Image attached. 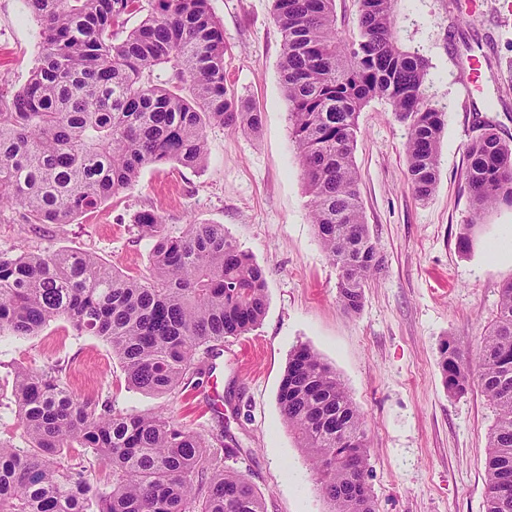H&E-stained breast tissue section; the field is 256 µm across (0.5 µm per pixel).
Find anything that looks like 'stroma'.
Here are the masks:
<instances>
[{
    "instance_id": "1",
    "label": "stroma",
    "mask_w": 512,
    "mask_h": 512,
    "mask_svg": "<svg viewBox=\"0 0 512 512\" xmlns=\"http://www.w3.org/2000/svg\"><path fill=\"white\" fill-rule=\"evenodd\" d=\"M473 19L456 0H398L403 47L429 63L428 93L445 111L439 176L419 199L407 180L408 129L386 102L359 114L355 150L364 221L384 260L360 311L337 299L339 270L311 222L302 167L280 84L283 41L271 0H209L224 27L229 84L262 116L258 133L207 131L205 165L149 167L135 185L70 224L32 230L18 211L0 214V251L69 249L94 253L124 273L142 275L152 243L135 224L152 209L168 230L220 224L266 273L265 315L247 334L224 341V365L186 392L157 396L131 388L110 347L64 318L36 336H0V441L23 445L12 393L14 371L58 366L82 400L114 411L167 412L209 436L224 425L238 447L225 468L246 475L266 512H328L312 465L283 422L278 403L291 352L310 346L340 378L362 412L369 441L375 512H485L488 438L496 410L480 389L449 394L439 367L442 341L477 361L512 260L493 242L512 232V207L474 216L465 190L466 149L493 120L512 142V0H478ZM479 44L478 71L461 59ZM39 57L38 28L23 0H0V93L22 87ZM471 233L470 250L459 238Z\"/></svg>"
}]
</instances>
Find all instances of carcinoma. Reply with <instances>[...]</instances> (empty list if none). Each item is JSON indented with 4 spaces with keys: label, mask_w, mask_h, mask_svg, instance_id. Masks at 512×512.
Masks as SVG:
<instances>
[{
    "label": "carcinoma",
    "mask_w": 512,
    "mask_h": 512,
    "mask_svg": "<svg viewBox=\"0 0 512 512\" xmlns=\"http://www.w3.org/2000/svg\"><path fill=\"white\" fill-rule=\"evenodd\" d=\"M282 35V91L311 196L312 223L339 269L337 298L356 313L381 270L363 222L354 151L358 116L383 99L408 129L407 177L424 200L438 179L445 112L426 90L428 61L397 38V0H358L357 35L338 36L335 0H271ZM40 56L27 82L0 94V212L27 224H70L130 188L149 166L196 169L211 126L255 131L261 113L224 73V28L209 0H25ZM144 14L128 29V17ZM474 213L512 205V144L483 123L467 147ZM136 227L152 241L146 275L87 252L0 253V334L35 336L56 317L102 339L128 384L167 395L213 369L224 339L264 317L263 269L222 224L175 235L153 210ZM448 393L478 385L495 406L485 458V512H512V282L482 338L477 369L441 345ZM25 445L0 442V512H266L245 475L210 441L164 412L97 411L55 367L15 371ZM284 423L307 453L330 512H374L364 418L336 373L301 346L279 392ZM66 448L81 452L65 467ZM108 460L112 481L91 480Z\"/></svg>",
    "instance_id": "obj_1"
}]
</instances>
